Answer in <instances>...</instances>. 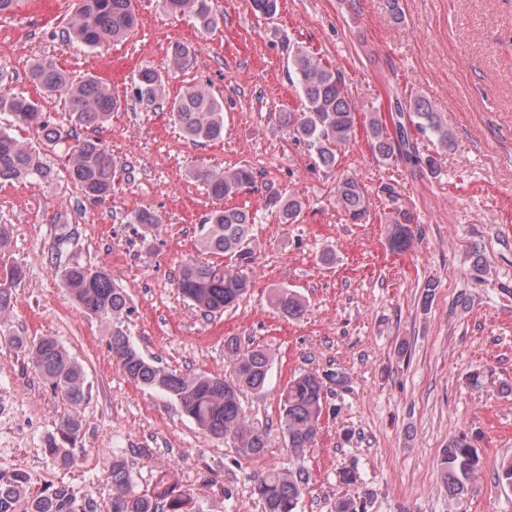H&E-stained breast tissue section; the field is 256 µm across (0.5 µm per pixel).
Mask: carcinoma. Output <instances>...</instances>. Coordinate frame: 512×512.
Instances as JSON below:
<instances>
[{"label": "carcinoma", "mask_w": 512, "mask_h": 512, "mask_svg": "<svg viewBox=\"0 0 512 512\" xmlns=\"http://www.w3.org/2000/svg\"><path fill=\"white\" fill-rule=\"evenodd\" d=\"M162 4L171 14L189 15L203 31L217 26L210 0H162ZM252 6L255 13L268 19L277 13L279 0H252ZM135 24L132 0H76L68 36L95 47L125 38ZM292 67L301 88L302 103L299 117H288V131L296 141L313 151L320 166L333 169L338 151L349 142L357 123L347 84L337 69L303 47L294 51ZM29 77L45 92L65 98L70 122L94 132L108 124L112 111L118 106L111 87L101 78L88 75L76 81L50 59L36 60ZM166 98L162 73L152 69L139 72L135 94L138 104L153 107ZM168 105L174 123L187 139L210 142L223 136V104L206 89L188 85ZM0 112L10 113L15 122L32 128L49 145H61L73 138L72 130L51 122L38 103L21 94L1 93ZM365 123L373 152L385 161L402 156L432 172L436 168L435 158L420 155L413 133L431 135L445 148L452 145L448 127L443 125L432 105L422 98L398 101L390 116L375 112ZM67 156L69 177L84 196L97 202L112 198L116 163L102 140L95 136L78 138L68 147ZM50 175L38 155L7 131L0 130V182L46 180ZM193 177L215 199L228 198L255 182L252 168L246 165L224 170L198 169ZM336 197L345 217L352 223L358 224L369 215V197L357 176H340ZM269 204L277 208L284 224L296 223L303 209L302 201L294 196L274 197L269 199ZM384 221L390 250L395 253L409 250L415 239L409 212L395 205ZM132 223L141 225L147 235L158 228L160 218L145 209L134 214ZM253 223L254 218L247 210L215 208L201 225L200 247L209 254L236 256L244 261L247 259L245 244ZM23 276L24 269L20 266L12 265L0 271L1 315L13 307L15 285ZM62 280L73 301L90 315L116 318L129 309L127 295L114 286L110 274L102 267L69 266ZM177 284L184 299L206 316L234 306L251 288L246 273L221 263L196 259L182 264ZM271 304L290 319H297L305 312L302 297L288 289L273 291ZM2 341L27 354L43 380L69 404L78 405L85 400L84 371L55 339L44 337L29 342L21 336H6L0 331ZM109 346L130 380L169 396L204 434L231 439L239 454L245 456L260 455L268 447L269 433L246 420L241 395L265 392L275 360L270 349L259 344L246 346L236 336L224 337V357L229 373L219 376L164 370L148 361L116 325L112 326ZM344 383L345 376L337 371L324 376L304 372L290 378L283 386L279 393V424L288 447L295 454L312 447L319 435L328 385ZM478 466L479 456L467 436L450 437L438 463V473L448 495H463ZM306 489L307 474L303 470L269 469L258 474L253 485L264 512H297ZM23 493L25 486L21 477L0 476V512H15ZM74 504L69 488L60 485L40 497L32 512H76ZM188 504L189 498L164 475L156 481L151 493H134L124 457L114 455L111 512H190Z\"/></svg>", "instance_id": "1"}]
</instances>
